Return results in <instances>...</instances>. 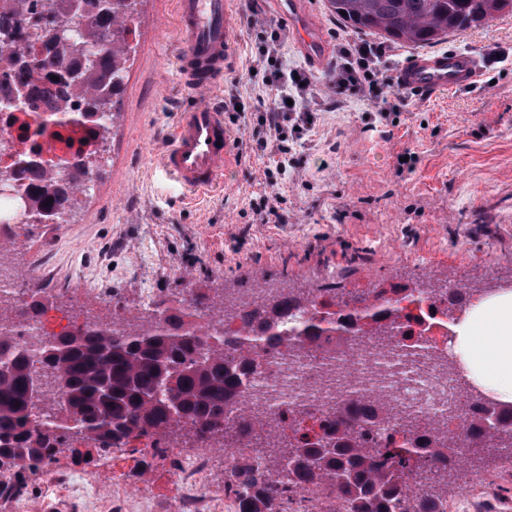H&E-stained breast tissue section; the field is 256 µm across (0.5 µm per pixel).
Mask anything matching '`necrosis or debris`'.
Returning a JSON list of instances; mask_svg holds the SVG:
<instances>
[{
  "label": "necrosis or debris",
  "instance_id": "1",
  "mask_svg": "<svg viewBox=\"0 0 512 512\" xmlns=\"http://www.w3.org/2000/svg\"><path fill=\"white\" fill-rule=\"evenodd\" d=\"M60 94L55 88L25 99L0 83V171L12 170L16 154L34 149L41 159L65 165L74 156L90 160L98 153L100 137L57 112ZM455 293V286L433 290L421 280L391 295V303L421 319L408 333L382 336L368 320L341 343L331 332L306 349L288 345L262 354L240 403L225 409V428L234 427L245 409L272 417L288 410L299 413L306 431L318 434L333 401L357 390L369 394L380 434L437 437L461 430L470 416L471 396L452 347L450 326L459 314L451 305ZM433 304L441 311L432 316ZM85 322L79 310L49 304L21 323L19 340L35 350L40 341Z\"/></svg>",
  "mask_w": 512,
  "mask_h": 512
}]
</instances>
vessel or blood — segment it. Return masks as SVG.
I'll return each mask as SVG.
<instances>
[{
	"instance_id": "obj_1",
	"label": "vessel or blood",
	"mask_w": 512,
	"mask_h": 512,
	"mask_svg": "<svg viewBox=\"0 0 512 512\" xmlns=\"http://www.w3.org/2000/svg\"><path fill=\"white\" fill-rule=\"evenodd\" d=\"M280 14L292 24L296 45L315 67H325L328 49L310 31L298 8L299 0H275ZM235 0H174L181 50L174 67L188 88L214 85L235 59L231 16ZM482 70L470 51L447 50L410 57L396 72L399 85L431 98L466 88L480 80ZM235 163L234 137L222 111L196 103L180 113L159 163V173L173 181L186 197H194L220 181Z\"/></svg>"
}]
</instances>
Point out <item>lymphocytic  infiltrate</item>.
<instances>
[{
    "label": "lymphocytic infiltrate",
    "mask_w": 512,
    "mask_h": 512,
    "mask_svg": "<svg viewBox=\"0 0 512 512\" xmlns=\"http://www.w3.org/2000/svg\"><path fill=\"white\" fill-rule=\"evenodd\" d=\"M281 34L273 25L262 26L256 44L257 66L251 79L262 86L276 89L277 94L259 115L242 110L240 93H229L224 100L225 111L246 131L250 149L269 152L275 158L272 168L266 169L268 183H276L293 164L292 144L310 130L313 118L306 104L314 88L306 75L296 74L278 59ZM388 48L383 44L351 41L344 44L339 61L329 83L322 89L324 97L342 103L344 95L355 92L367 97L376 107L386 108L390 100L406 105L407 92L395 81L381 61Z\"/></svg>",
    "instance_id": "1"
}]
</instances>
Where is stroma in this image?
Masks as SVG:
<instances>
[{"instance_id": "35a3bbf8", "label": "stroma", "mask_w": 512, "mask_h": 512, "mask_svg": "<svg viewBox=\"0 0 512 512\" xmlns=\"http://www.w3.org/2000/svg\"><path fill=\"white\" fill-rule=\"evenodd\" d=\"M302 5L337 60L340 45L357 32L336 21L325 0ZM253 15L282 28L289 68L320 85L329 79L330 70L311 66L296 48L272 0H239L234 65L213 91H192L172 65L179 51L172 0H144L109 140L111 162L91 182L73 223L38 226L26 244L8 251L17 279L53 293L62 306L94 307L110 292L133 310L146 289L164 302L217 288H306L335 276L359 292L390 279L463 285L512 276V14L444 41V48L478 56L483 77L472 88L430 100L411 96L394 122L373 118V105L357 94L337 108L317 101L315 125L293 149L298 165L275 186L287 200L282 224L255 223L249 207L267 188L269 154L239 155L215 191L188 205L157 173L182 108L223 105L231 89L252 104L270 101L248 80ZM405 152L416 161L402 168L397 158ZM86 451L74 442L50 465L25 474L27 512H52L51 475L86 471L100 487L111 484L104 457ZM197 453L191 438L177 436L147 467L123 465L124 495L144 494L159 512H177L172 480ZM469 474L477 483L465 494L459 478ZM448 508L512 512V459L464 465L448 479Z\"/></svg>"}]
</instances>
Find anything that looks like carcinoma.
Here are the masks:
<instances>
[{
  "label": "carcinoma",
  "mask_w": 512,
  "mask_h": 512,
  "mask_svg": "<svg viewBox=\"0 0 512 512\" xmlns=\"http://www.w3.org/2000/svg\"><path fill=\"white\" fill-rule=\"evenodd\" d=\"M336 20L366 36L390 44L432 47L448 36L475 28L505 13L512 0H327ZM87 17L79 36L63 39L58 29L72 24L70 0H0L13 20L14 36L0 44V76L15 85L20 96L29 93L35 74L46 81L58 77L66 88L58 109L82 106L78 117L106 118L108 135L119 112L117 98L124 86L126 63L136 47L134 16L143 0H85ZM42 51L30 53L31 43ZM16 170L30 175L21 231L0 238V250L31 234L39 224H65L79 207L78 195L87 177L101 164L79 162L62 177L55 168L29 160ZM26 309L16 311L11 299H0V477L10 473L9 490L24 492L25 472L52 462L60 449L74 440H86L99 454L111 449L138 452L144 441L155 453L166 452V440L188 430L205 445L222 436L220 449L232 450L224 435V409L237 401L256 367V337L273 348L290 336L310 343L321 336L320 322L344 315L348 309L371 307L384 291L354 295L332 282L317 288H285L269 307L242 309L241 337L226 339L215 323L224 320L229 294L215 301L197 295L181 309L159 303L122 322L86 324L39 347L34 361L27 346L17 341L13 328L20 318L42 309L45 291L25 289ZM319 296L329 298L334 312H316L301 326L288 325V314L307 308ZM498 415L512 426V412L487 409L480 398L472 403L467 438L493 455L512 443L490 422ZM275 420L242 414L236 428L240 438L259 434L262 446L253 449L255 462L231 465L228 485L236 512H309L306 495L337 499L339 512H402L406 478L416 468L437 478L422 481L417 512H440L448 497V470L459 467L464 454H450L460 437L450 432L437 440L418 437L406 448L393 439L381 440L369 406L358 396L344 408H335L322 425L323 433L310 437L294 431L272 440ZM288 472V482L282 481Z\"/></svg>",
  "instance_id": "carcinoma-1"
}]
</instances>
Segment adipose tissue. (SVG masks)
Listing matches in <instances>:
<instances>
[{"mask_svg":"<svg viewBox=\"0 0 512 512\" xmlns=\"http://www.w3.org/2000/svg\"><path fill=\"white\" fill-rule=\"evenodd\" d=\"M452 330L464 382L512 404V290L483 295Z\"/></svg>","mask_w":512,"mask_h":512,"instance_id":"adipose-tissue-1","label":"adipose tissue"}]
</instances>
